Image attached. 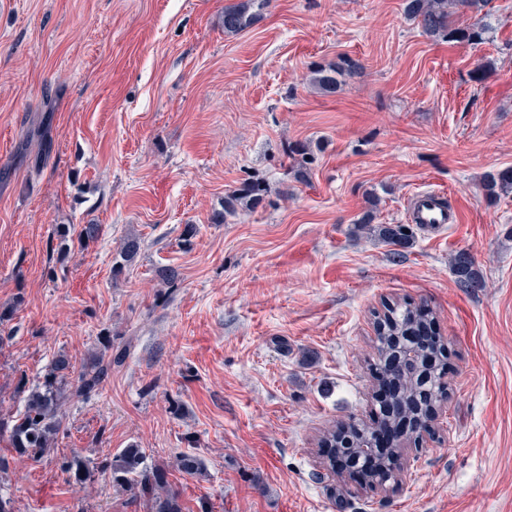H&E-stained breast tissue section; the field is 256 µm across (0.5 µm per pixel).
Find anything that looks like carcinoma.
I'll use <instances>...</instances> for the list:
<instances>
[{"label":"carcinoma","mask_w":512,"mask_h":512,"mask_svg":"<svg viewBox=\"0 0 512 512\" xmlns=\"http://www.w3.org/2000/svg\"><path fill=\"white\" fill-rule=\"evenodd\" d=\"M266 3L267 0H243L224 8V32L237 33L250 26L259 16L252 8H260ZM488 5L489 0H405L404 12L409 19L417 22L424 34L434 39L471 46L484 43L492 30ZM362 72V64L353 59H345L336 64L314 67L310 82L323 92L334 93L346 79L359 76ZM481 186L485 198L490 202L512 195V168L485 174ZM265 192V185L258 181L243 184L224 196V217H234L255 208ZM377 207L378 198L375 197L358 220L357 230L389 244L403 247L409 245L412 233L408 232L406 225L375 222ZM140 250V238L128 237L120 250L121 259L131 262ZM453 269L459 287H482L480 272L467 253L460 252L453 258ZM431 322L432 313L423 305L411 306L406 302L383 304V317L378 322L379 332L374 346L375 357L370 364L379 373L400 381L401 389L394 397L392 409L412 423L419 417L414 399L421 384L404 375L400 366L392 362L394 341L395 337L408 336L416 327ZM424 354L435 356L430 385L434 386L442 401L445 399V391L440 388V383L447 366L444 340L440 338L433 341L424 350ZM125 356L123 350L112 351V344L107 342L79 366L74 365L66 356L58 357L46 369L43 379L31 386L25 375H20L15 393L24 395V409L15 416L0 417V435L7 434L12 453L18 457L27 456L38 460L53 452L61 431L66 400L71 395L87 396L98 391L111 376L112 366L120 365ZM347 429L352 434L356 449L372 440V425L351 420ZM176 463L186 474L201 472V463L193 454L178 456ZM67 469L81 480L94 475V467L90 462L78 457L67 462ZM110 473L113 486L140 499L149 512H183L180 495L169 489L168 469L147 464L143 449H123L113 458Z\"/></svg>","instance_id":"1"}]
</instances>
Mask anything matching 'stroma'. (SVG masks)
Here are the masks:
<instances>
[{
    "label": "stroma",
    "instance_id": "35a3bbf8",
    "mask_svg": "<svg viewBox=\"0 0 512 512\" xmlns=\"http://www.w3.org/2000/svg\"><path fill=\"white\" fill-rule=\"evenodd\" d=\"M235 2L0 0V413L57 356L81 364L106 339L128 353L68 399L57 452L15 458L0 493L16 512H147L108 470L137 446L185 512H512V196L481 188L512 167V0H490L474 46L423 34L404 0H268L228 35ZM345 56L363 75L333 94L309 83ZM248 179L264 201L222 218ZM424 189L459 223L406 247L355 232L368 193L403 224ZM85 224L97 240L61 259L59 228ZM130 236L141 251L113 278ZM460 251L483 287L457 286ZM395 301L432 309L448 397L374 490L321 473L317 442L376 420L374 315ZM73 455L94 479L66 470Z\"/></svg>",
    "mask_w": 512,
    "mask_h": 512
}]
</instances>
